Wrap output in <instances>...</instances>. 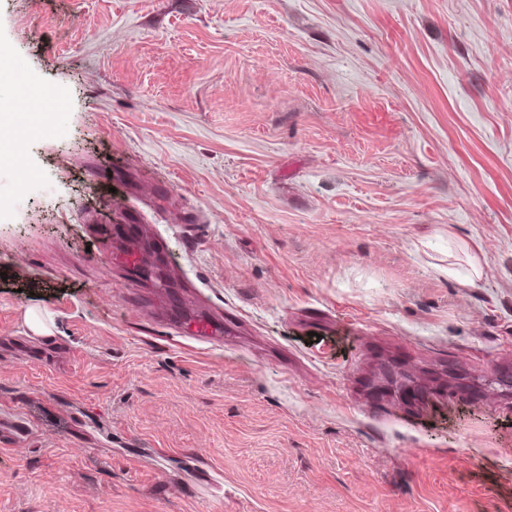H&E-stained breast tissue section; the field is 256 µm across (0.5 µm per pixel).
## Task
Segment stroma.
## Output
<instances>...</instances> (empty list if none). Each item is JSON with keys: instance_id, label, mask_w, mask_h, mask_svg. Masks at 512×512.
Instances as JSON below:
<instances>
[{"instance_id": "stroma-1", "label": "stroma", "mask_w": 512, "mask_h": 512, "mask_svg": "<svg viewBox=\"0 0 512 512\" xmlns=\"http://www.w3.org/2000/svg\"><path fill=\"white\" fill-rule=\"evenodd\" d=\"M0 49L15 128L65 104L0 166V512H512V0H0Z\"/></svg>"}]
</instances>
